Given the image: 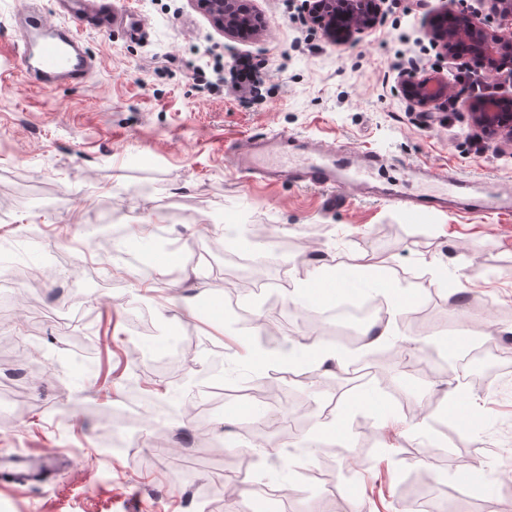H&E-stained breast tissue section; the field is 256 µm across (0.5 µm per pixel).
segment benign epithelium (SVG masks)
Listing matches in <instances>:
<instances>
[{"mask_svg": "<svg viewBox=\"0 0 512 512\" xmlns=\"http://www.w3.org/2000/svg\"><path fill=\"white\" fill-rule=\"evenodd\" d=\"M214 26L228 35H236L251 25L261 26V18L249 10L244 0H194ZM490 5L484 18L475 11L451 3L436 17L432 41L445 58L460 60L464 50L483 61L484 71L499 74V62L512 56V0H482ZM384 0H306L305 7L313 22L331 42L343 44L371 28ZM403 95L419 108H429L448 97L451 89L445 79L416 73L400 78ZM473 124L492 136L512 139V113L499 111L495 99L484 101L471 113Z\"/></svg>", "mask_w": 512, "mask_h": 512, "instance_id": "benign-epithelium-1", "label": "benign epithelium"}]
</instances>
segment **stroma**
Listing matches in <instances>:
<instances>
[{"mask_svg":"<svg viewBox=\"0 0 512 512\" xmlns=\"http://www.w3.org/2000/svg\"><path fill=\"white\" fill-rule=\"evenodd\" d=\"M131 2L142 34L82 30L92 75L46 90L20 63L21 0H0V263L38 261L47 271L42 287L18 288L38 316L0 306V392L25 396L0 419V455L78 451L44 484L0 492V512H227V494L207 493L218 481L255 486L247 512H276L279 493L306 512H403L414 490L430 512H512V213L409 214L346 189L330 205L317 187L246 182L224 157L237 138L287 132L387 157L375 180L381 188L394 180L411 194L435 190L411 175L414 166L448 169L482 189L512 187V140L476 149L468 86H454L451 115L439 104L422 111L397 91L407 68L447 76L430 37L446 0H425L412 13L408 0H385L375 26L341 45L309 21L304 0H247L265 26L246 38L217 29L193 0ZM239 56L261 78L257 95L193 76ZM147 184L153 193H144ZM110 219L127 230L114 256L85 254L89 225ZM148 222L199 261L164 271L153 257L160 287L147 292L127 257L142 248ZM228 224L241 240L225 239ZM255 224L291 243L264 272L269 288L225 277L226 256L251 250ZM324 264L383 266L402 283L397 311L384 302L379 310L404 358L378 362L376 347H348L336 320H324L318 338L301 323V307H288L278 279H311ZM135 303L151 317L143 343L125 318ZM240 309L253 326L238 327ZM171 327L197 346L185 381L160 396L174 416L158 429L141 418L135 455L100 457L111 421L86 378L111 375L124 391L136 363L166 355ZM72 331L109 336L112 346L69 372L46 371ZM210 347L236 375L211 380L224 406L197 421L185 409ZM409 357L419 371H407ZM364 359L361 385L349 367ZM272 371L284 373V391L268 413L304 407L311 425L279 428L257 444L239 393ZM368 392L384 401L382 418L361 406ZM341 413L339 441L326 425Z\"/></svg>","mask_w":512,"mask_h":512,"instance_id":"stroma-1","label":"stroma"}]
</instances>
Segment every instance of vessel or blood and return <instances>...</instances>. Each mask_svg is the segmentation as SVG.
Instances as JSON below:
<instances>
[{
    "label": "vessel or blood",
    "mask_w": 512,
    "mask_h": 512,
    "mask_svg": "<svg viewBox=\"0 0 512 512\" xmlns=\"http://www.w3.org/2000/svg\"><path fill=\"white\" fill-rule=\"evenodd\" d=\"M88 13L89 0H63L64 20L59 24L48 21L43 10L30 5L19 13L20 60L34 82L48 90L62 83L85 82L93 68V59L78 27ZM116 25L134 31L139 20L131 9L119 8L102 15L98 21L102 30ZM225 159L250 180H284L331 192L347 188L357 193L369 191L370 177L385 161L384 156L372 151L356 154L318 147L281 132L245 137L226 150ZM426 177L447 184V192L413 198L394 190L388 192V199L410 212L419 206L434 207L451 202L466 187L464 180L445 170L427 172Z\"/></svg>",
    "instance_id": "vessel-or-blood-1"
}]
</instances>
